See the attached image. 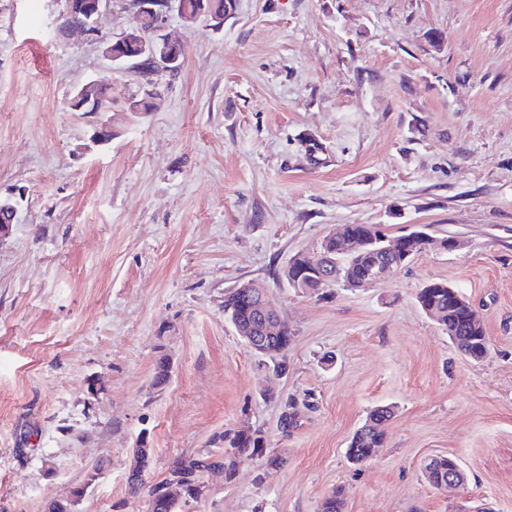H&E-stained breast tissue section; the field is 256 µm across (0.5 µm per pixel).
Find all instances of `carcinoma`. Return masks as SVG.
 I'll use <instances>...</instances> for the list:
<instances>
[{
  "label": "carcinoma",
  "mask_w": 512,
  "mask_h": 512,
  "mask_svg": "<svg viewBox=\"0 0 512 512\" xmlns=\"http://www.w3.org/2000/svg\"><path fill=\"white\" fill-rule=\"evenodd\" d=\"M201 1L210 13L219 17L226 16L231 7V0H185L192 12L196 11ZM381 234L382 230L375 224H343L340 226L338 238L332 241L330 246L331 249L337 250L347 238L364 237L370 241L368 248L375 249L380 246ZM391 243L395 245L397 252L408 249L414 257L431 245L432 240H414L412 234L408 233L392 239ZM367 259L368 256L365 255L349 262V275L352 281L360 283L365 279L369 270ZM417 301L434 312L446 329L448 338L464 355L475 361L487 356L489 343L483 321L468 310L454 305V300L448 297L447 283L432 282L424 286L417 293ZM252 306V300L235 289L224 294L225 317L233 318L242 325L246 326L253 322ZM391 414L389 407H377L369 413L366 422L353 435L347 450L351 462L363 463L368 460L372 451L383 447L386 440L385 425ZM219 440L230 448L227 459L224 460V473L228 478L235 473L241 458L257 455L264 447V437L258 432H238L233 435L224 433L219 436ZM151 461L152 449H134L127 476V484L132 492H137L144 485V476L150 468ZM205 468L207 465L198 459L174 462L170 475L180 477L178 486L167 494L163 493L159 484L149 490L148 512H177L184 497L198 498L202 494L199 472ZM424 474L430 484L436 488L440 487L439 476H448V457H435L433 470H426Z\"/></svg>",
  "instance_id": "1"
}]
</instances>
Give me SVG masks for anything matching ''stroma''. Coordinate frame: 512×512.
Returning <instances> with one entry per match:
<instances>
[{"instance_id": "1", "label": "stroma", "mask_w": 512, "mask_h": 512, "mask_svg": "<svg viewBox=\"0 0 512 512\" xmlns=\"http://www.w3.org/2000/svg\"><path fill=\"white\" fill-rule=\"evenodd\" d=\"M232 3L218 30L167 14L183 66L133 112L141 75L62 34L63 0H0V512L76 490L74 512H147L178 458L207 464L180 512H320L337 489L344 512H512V0ZM90 80L111 112L70 109ZM342 224L461 245L381 285L289 287ZM247 281L291 332L282 378L224 316ZM431 281L479 312L483 360L422 311ZM379 406L386 444L351 463ZM242 430L266 445L228 479ZM434 455L465 484L432 487ZM151 461V448L134 449L127 476V484L132 492H137L144 485V476L150 468Z\"/></svg>"}]
</instances>
